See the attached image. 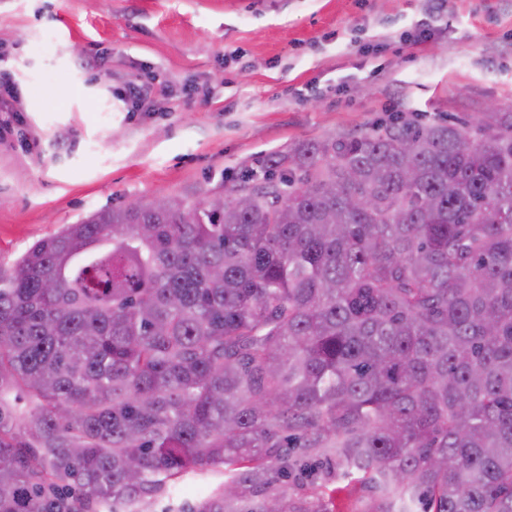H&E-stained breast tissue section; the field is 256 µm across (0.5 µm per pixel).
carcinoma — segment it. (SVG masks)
<instances>
[{"label": "carcinoma", "mask_w": 512, "mask_h": 512, "mask_svg": "<svg viewBox=\"0 0 512 512\" xmlns=\"http://www.w3.org/2000/svg\"><path fill=\"white\" fill-rule=\"evenodd\" d=\"M222 211L100 210L0 268V512L288 504L306 458L383 512H512V112L306 142ZM356 197L368 206L357 208ZM217 482L216 478L203 476L193 479H185L180 481L176 487L171 488L168 494L153 499L147 505L148 512H162L161 509H167L171 512H179L180 509L188 504L196 502L207 496Z\"/></svg>", "instance_id": "1"}]
</instances>
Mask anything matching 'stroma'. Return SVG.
<instances>
[{"label":"stroma","instance_id":"obj_1","mask_svg":"<svg viewBox=\"0 0 512 512\" xmlns=\"http://www.w3.org/2000/svg\"><path fill=\"white\" fill-rule=\"evenodd\" d=\"M50 43L44 52L36 46ZM102 72H75L77 54ZM0 266L106 208L222 195L270 153L397 112L423 123L512 112V0H0ZM167 90L120 100L127 83ZM209 476L147 512H181ZM379 501L338 466L299 478L294 505Z\"/></svg>","mask_w":512,"mask_h":512}]
</instances>
